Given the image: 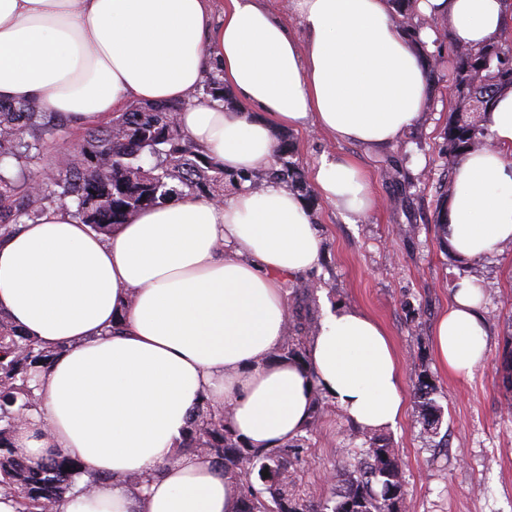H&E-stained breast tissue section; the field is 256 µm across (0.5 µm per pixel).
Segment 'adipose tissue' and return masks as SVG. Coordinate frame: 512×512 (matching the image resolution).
Listing matches in <instances>:
<instances>
[{"instance_id": "obj_1", "label": "adipose tissue", "mask_w": 512, "mask_h": 512, "mask_svg": "<svg viewBox=\"0 0 512 512\" xmlns=\"http://www.w3.org/2000/svg\"><path fill=\"white\" fill-rule=\"evenodd\" d=\"M446 17L462 48L512 39V0H417ZM296 28L267 0H0V99L37 102L72 126L98 125L132 100L181 104L182 129L230 175L269 167L278 127L320 128L368 147L399 142L423 111L424 50L391 0H290ZM220 72L242 108L200 99ZM493 147L458 166L447 238L461 257L512 243V90L489 116ZM318 195L349 221L377 204L356 165L322 156ZM318 228L278 182L242 181L221 200L178 196L102 233L53 207L0 238V310L58 350L13 442L32 461L82 473L51 512H238L241 482L183 449L198 407L222 409L248 445L300 434L315 393L363 430L395 428L402 362L369 314L325 307L308 360L279 357L284 286L316 268ZM484 287L456 282L433 334L449 374L470 376L489 340Z\"/></svg>"}]
</instances>
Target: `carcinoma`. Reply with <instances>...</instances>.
I'll return each mask as SVG.
<instances>
[{"instance_id": "carcinoma-1", "label": "carcinoma", "mask_w": 512, "mask_h": 512, "mask_svg": "<svg viewBox=\"0 0 512 512\" xmlns=\"http://www.w3.org/2000/svg\"><path fill=\"white\" fill-rule=\"evenodd\" d=\"M512 90V47L499 42L460 49L456 56V91L462 106L451 112L445 151L462 158L488 136L487 115L494 98ZM203 95L225 100L224 83L212 73ZM487 97L481 110L473 108ZM179 104L130 103L102 125L87 129L83 141L64 153V167L41 168L43 136L53 118L33 102H0V236L22 220L36 221L48 208L70 205L74 215L94 230L110 232L139 210L186 192L201 197L224 195L236 180L177 123ZM254 177L284 183L306 197L310 189L293 162L272 165ZM311 325L301 324L288 337L283 355L307 358ZM54 358L13 325L0 311V492L15 498L17 512H47L72 486L80 464L67 458L31 463L14 448L21 415L35 406L32 384L40 367ZM419 417L426 430L439 423L434 388L421 377L415 384ZM354 465H346L348 488L334 505L315 504L299 490L292 471V445L261 450L247 447L224 425V411L201 410L186 434L184 447L220 460L224 473L245 481L238 512H404L406 491L397 449L378 436L368 439ZM268 476H262V472ZM257 477L262 488L254 487ZM270 499H265L264 494Z\"/></svg>"}]
</instances>
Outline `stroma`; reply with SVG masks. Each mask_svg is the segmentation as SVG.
I'll use <instances>...</instances> for the list:
<instances>
[{"label": "stroma", "instance_id": "stroma-1", "mask_svg": "<svg viewBox=\"0 0 512 512\" xmlns=\"http://www.w3.org/2000/svg\"><path fill=\"white\" fill-rule=\"evenodd\" d=\"M430 26L436 63L427 101L396 145L369 150L335 142L314 128L276 131V138H287L288 158L303 174L322 156H344L382 202L349 224L334 205L312 197L323 259L304 276L312 286L309 295L298 299L289 291L285 298L291 324L319 321L327 301L366 312L391 336L404 361L406 411L382 436L399 451L407 512H512V244L472 262L459 258L437 231L456 170L443 152L444 131L460 101L449 23L436 19ZM466 277L483 282L490 345L472 375L458 379L439 367L432 336L453 285ZM421 376L434 385L441 407L434 436L417 417L415 383ZM323 406L293 461L297 483L315 502L332 499L342 466L366 446L331 401Z\"/></svg>", "mask_w": 512, "mask_h": 512}]
</instances>
